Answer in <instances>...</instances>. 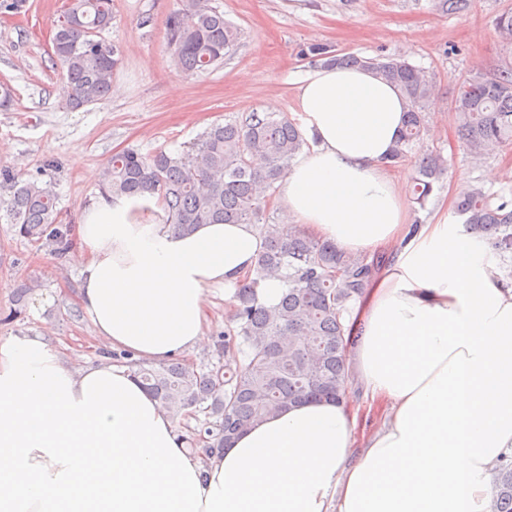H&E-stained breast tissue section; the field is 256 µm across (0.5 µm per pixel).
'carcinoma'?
<instances>
[{
	"label": "carcinoma",
	"mask_w": 512,
	"mask_h": 512,
	"mask_svg": "<svg viewBox=\"0 0 512 512\" xmlns=\"http://www.w3.org/2000/svg\"><path fill=\"white\" fill-rule=\"evenodd\" d=\"M112 23V0H67L55 26L53 54L60 63L69 105L78 109L106 98L119 52L100 33ZM501 38L512 45V11L495 19ZM240 29L208 0H179L167 21V45L175 66L206 72L224 61L240 40ZM325 66L374 71L397 87L407 103L405 128L389 166L408 159L426 132L432 79L402 56L367 58L326 46L309 49ZM455 122L467 151L490 155L512 144V65L495 78L476 73L465 79L455 99ZM309 146L298 125L285 115L252 112L208 128L179 154L144 155L134 148L112 154L102 173V189L112 198L155 196L172 229L190 233L200 224H251L264 239L254 266L235 284L216 355L225 363L209 368L181 361L159 366L129 353L112 358L129 366L181 428L190 448L218 453L250 427L287 407L328 399L345 401L349 327L345 314L360 298L386 258L353 255L296 225L271 224L266 217L274 185ZM447 169L439 154L425 155L410 189L420 206ZM9 192L0 208L15 235L57 252L71 245L69 227L57 221L52 182L22 180L0 172ZM475 188L457 202L464 223L500 256L512 254V207ZM270 277L284 285L280 302L267 307L257 289ZM493 512H512V456L494 468Z\"/></svg>",
	"instance_id": "carcinoma-1"
}]
</instances>
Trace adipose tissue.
Returning <instances> with one entry per match:
<instances>
[{
  "label": "adipose tissue",
  "mask_w": 512,
  "mask_h": 512,
  "mask_svg": "<svg viewBox=\"0 0 512 512\" xmlns=\"http://www.w3.org/2000/svg\"><path fill=\"white\" fill-rule=\"evenodd\" d=\"M313 139L280 183L286 218L389 264L347 315L363 399L301 403L191 452L129 367L73 365L44 336L0 340V512H487L512 454V278L456 224H412L388 173L405 120L371 70L309 73ZM157 198L103 195L75 227L77 301L106 347L155 364L203 347L208 294L253 266L249 224L175 233ZM379 413L378 429L362 426Z\"/></svg>",
  "instance_id": "adipose-tissue-1"
}]
</instances>
